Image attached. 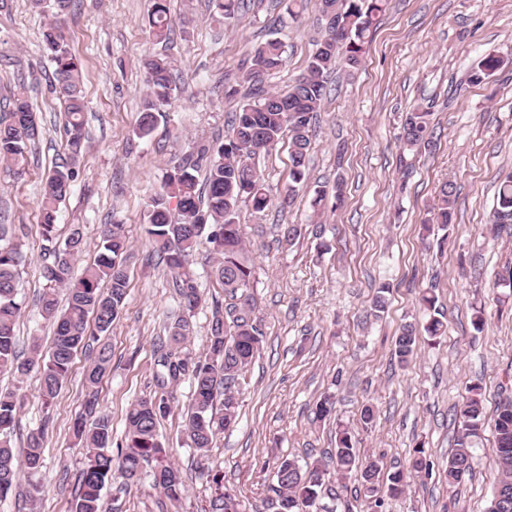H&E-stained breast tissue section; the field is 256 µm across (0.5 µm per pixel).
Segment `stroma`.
<instances>
[{"label": "stroma", "instance_id": "obj_1", "mask_svg": "<svg viewBox=\"0 0 512 512\" xmlns=\"http://www.w3.org/2000/svg\"><path fill=\"white\" fill-rule=\"evenodd\" d=\"M169 43L152 41L151 0H74L62 27L83 65L84 120L88 147L70 194L59 205L58 236L71 225L84 230V249L73 263L81 274L102 245L104 225L123 224L130 239L129 289L124 308L103 340L112 347L110 371L97 386L100 413L112 421V441L122 442L130 404L155 390V347L178 315L172 274L152 253L145 233L146 202L166 172L195 156L199 142L223 141L236 108L225 100V82L241 78L254 45L277 37L285 62L268 76L283 91L306 70L324 29L321 0H304L298 16L288 0H251L232 24L213 15L207 0H169ZM50 0H0V118L18 86L40 117L35 152L17 165L0 164V224L13 225L25 261L17 271L22 312L16 325L20 350L31 337L50 345L53 327L36 299L45 281L39 233V194L45 175L66 157L65 114L50 86L52 65L42 30L52 19ZM167 57L177 77L174 98L150 136L137 120L146 91L141 62ZM493 53L508 65L484 83L467 80L475 63ZM312 132L309 181L291 204L282 199L290 182V141L280 139L256 156L272 200L264 212L241 203L239 221L255 265V316L264 333L239 396L238 423L217 435L199 457L184 432L191 385L182 382L160 434L187 492L177 503L142 480L121 500L105 490L103 508L122 512H202L211 488L199 467L219 472L240 499L242 512H272L275 484L267 463L287 455L306 464L327 457L336 431L348 429L360 457L377 461L383 474L408 470L415 446H423L428 475L407 492L375 508L358 477L330 475L336 512H488L499 474L494 428L485 424L473 447V472L457 486L446 478L454 447L455 410L469 386L480 385L486 417L512 394V288L496 274L512 263V232L491 222L498 180L512 170V0H387L372 29L361 65L338 67ZM424 106L433 114V147L402 151L406 112ZM342 182L344 199H327L321 213L310 202L320 185ZM452 182L454 222L422 241L420 224L439 186ZM296 225L293 244L282 227ZM189 261L203 301L191 319L187 352L207 349L209 324L224 290L212 270L216 259L201 245ZM387 286L381 317L371 314L380 286ZM434 289L446 332L421 336L406 365L392 359L403 325L425 324L420 302ZM483 309L485 323L475 327ZM87 364L77 353L53 404L54 422L44 435L42 485L37 501L20 479L0 512H73L72 487L85 463L72 426L82 413ZM0 388L17 391L24 405L13 437L23 451L44 411L37 373L0 376ZM336 401L334 419L317 420L325 395ZM375 418L364 424L362 410Z\"/></svg>", "mask_w": 512, "mask_h": 512}]
</instances>
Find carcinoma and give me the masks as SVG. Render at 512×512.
<instances>
[{
	"label": "carcinoma",
	"mask_w": 512,
	"mask_h": 512,
	"mask_svg": "<svg viewBox=\"0 0 512 512\" xmlns=\"http://www.w3.org/2000/svg\"><path fill=\"white\" fill-rule=\"evenodd\" d=\"M72 2L53 0L55 20L46 25L42 37L43 50L54 67V91L66 107L68 149V161L55 166L43 180L39 201L43 251L48 261L41 265L46 288L36 306L54 325L53 342L47 350L36 336L31 338L27 355L17 349L14 328L22 304L17 300L16 274L25 254L19 243H2L8 228L0 224V373L22 377L36 371L40 397L47 407L67 379L78 350H87L91 357L85 375L88 386H95L107 372L111 349L105 344L95 345L96 334L110 331L129 287L123 262L129 241L122 225H104L103 251L77 280L73 278V261L84 247L81 227L73 226L64 244L57 241L58 204L70 191L86 141L82 63L69 48L60 24L61 16L71 8ZM209 2L213 11L226 22L236 19L244 8V0ZM384 2L321 0L322 5L335 8L336 21H326L325 35L317 42L306 72L284 92H272L264 87L265 78L284 63L283 44L276 38H268L254 46L241 79V83L250 87L249 93L240 94L238 86L233 84L224 86V98L238 100L224 143L216 148L200 146L196 160L168 172L161 189L148 198L146 234L154 253L173 272V288L184 316L167 326L168 343L157 347L154 394L131 404L126 414L125 439L117 445L115 453L112 452L111 420L104 414H96L95 395H88L85 407L95 418L90 423L77 421L73 426L74 438L85 451V464L74 488V512H103V490L114 485L120 493L127 491L133 486L128 481L130 472H137L141 477L150 474L154 486L169 500L182 499L186 486L179 470L165 460L158 426L171 409L174 389L184 379H190L192 384L186 432L191 447L199 455H207L216 436L237 424L240 380L259 354L263 342V333L254 316L255 301L249 294L254 266L246 248L243 225L238 220V207L248 201L259 213L271 203L261 174L249 159L272 149L287 132L293 182L288 193L295 192L294 186L307 183L311 121L328 93L324 76L336 69L340 61L347 68L361 63L368 33L375 16L382 12ZM148 25L156 41L169 39L173 22L168 0H153ZM504 63L500 56L483 58L472 70L470 82L482 83ZM144 70L148 91L138 118L137 130L141 136L152 132L157 116L167 110L177 89L167 59L150 56L144 61ZM10 105L9 119L0 121V163L18 164L38 143L40 127L25 87L13 93ZM431 122L432 112L424 108L406 113L402 135L405 149L415 151L430 146ZM201 164L205 166V176L200 189L195 171ZM173 199L176 200L174 207L171 206ZM453 206L454 187L446 183L429 208L428 218L422 225L423 236L430 235L433 224L452 223ZM492 223L499 228L512 226V174L506 175L500 183ZM204 242L210 244L217 255L215 276L224 288L226 305L213 312L207 353L191 358L182 352L180 344L192 333L189 317L200 305L202 294L196 274L188 266V256ZM61 288L67 294V307L63 310L59 309L58 301ZM422 304L431 312L423 328L409 323L395 337L394 360L401 366L413 357L421 333L437 337L444 332L435 297L423 296ZM90 319L94 322V333L87 329ZM22 402V396L16 391L0 390V500L13 492L20 472L32 478L39 474L43 464V430L28 436L23 455H17L12 446L11 435ZM456 419L458 430L446 471L450 485L461 483L472 470L473 439L485 423L481 387L468 389ZM494 432L500 479L489 512H512L511 397L497 407ZM331 462L340 475H359L362 487L374 497L377 508L382 507L384 498L403 494L409 479L427 468L424 448L420 446L414 449L411 473L395 471L382 483L377 463L359 464L352 437L344 429L336 435ZM273 474L276 512H335L320 504L328 476L320 461L313 460L303 469L295 459L282 455L273 463ZM199 477L215 485L209 512H239L237 496L223 485L219 473L203 468Z\"/></svg>",
	"instance_id": "1"
}]
</instances>
